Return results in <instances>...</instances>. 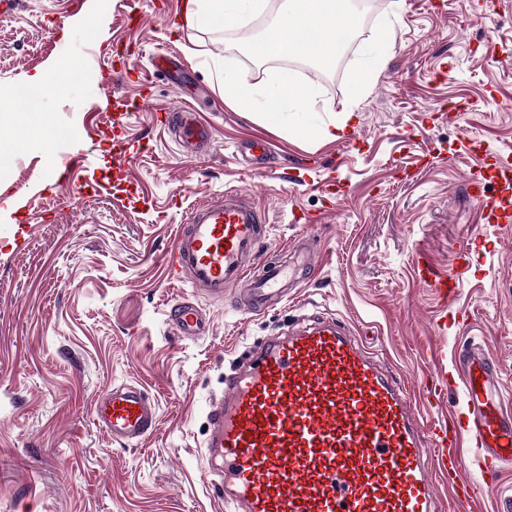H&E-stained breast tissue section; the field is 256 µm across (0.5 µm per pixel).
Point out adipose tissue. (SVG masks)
Here are the masks:
<instances>
[{"label":"adipose tissue","instance_id":"obj_1","mask_svg":"<svg viewBox=\"0 0 512 512\" xmlns=\"http://www.w3.org/2000/svg\"><path fill=\"white\" fill-rule=\"evenodd\" d=\"M261 0H189L186 27L191 31L244 26ZM352 0H286L280 21L255 37L246 47L258 60H276L307 54L316 64L330 65L342 36L353 22ZM219 85L228 102L253 112L257 119L275 123L293 102L314 111L312 90L298 88L283 71L269 84L254 87L242 82L232 68L221 71Z\"/></svg>","mask_w":512,"mask_h":512}]
</instances>
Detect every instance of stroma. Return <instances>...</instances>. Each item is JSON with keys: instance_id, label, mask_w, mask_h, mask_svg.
<instances>
[{"instance_id": "35a3bbf8", "label": "stroma", "mask_w": 512, "mask_h": 512, "mask_svg": "<svg viewBox=\"0 0 512 512\" xmlns=\"http://www.w3.org/2000/svg\"><path fill=\"white\" fill-rule=\"evenodd\" d=\"M185 2L16 0L0 14V114H17L16 87L48 69L42 109L56 129L0 160V196L18 204L0 223V512H225L204 476L206 406L251 346L316 311L350 326L411 394L442 371L462 375L460 354L477 342L512 395V230L486 223L470 197L487 157L512 168V0H380L371 22L356 12L360 48L296 73L317 107L277 125L225 101L211 58L258 85L278 62L246 59L232 30L187 36ZM169 108L210 127L205 152L187 154L158 122ZM346 110L356 143L315 136ZM255 136L287 180L245 172L237 148ZM332 184L343 194L328 212ZM229 190L265 214L268 260L317 247L308 284L261 313L237 311L231 289L218 303L193 293L163 263L193 207ZM21 224L32 227L22 241ZM477 235L493 249L454 295L418 280L422 262L454 272ZM187 298L210 318L195 341L166 322ZM457 306L468 322L438 330ZM122 382L158 402L135 446L92 415L96 393ZM462 477L484 496L458 512H497L512 492V463Z\"/></svg>"}]
</instances>
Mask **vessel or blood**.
I'll return each instance as SVG.
<instances>
[{
    "label": "vessel or blood",
    "mask_w": 512,
    "mask_h": 512,
    "mask_svg": "<svg viewBox=\"0 0 512 512\" xmlns=\"http://www.w3.org/2000/svg\"><path fill=\"white\" fill-rule=\"evenodd\" d=\"M174 119L183 141L207 140L194 113ZM485 220L512 226V204L487 201L472 185ZM268 227L241 194L204 201L177 229L163 256L172 276L220 300L227 287L241 290L246 311L259 312L285 300L311 268L312 253L295 249L290 260L250 273ZM470 250H462L454 274L418 271L444 296L470 273ZM176 334L194 341L210 328L191 300L169 314ZM463 392L469 413L452 425L422 421L401 377L362 346L335 318L307 316L302 326L248 351L245 364L224 376V389L207 407L204 442L210 484L234 512H438L439 485L448 498L466 501L473 486L454 480L466 457L458 440L469 434L483 464L512 462V415L502 408L496 367L478 344L465 354ZM95 421L113 442L132 445L156 425L158 402L133 383L112 385L93 399Z\"/></svg>",
    "instance_id": "vessel-or-blood-1"
}]
</instances>
